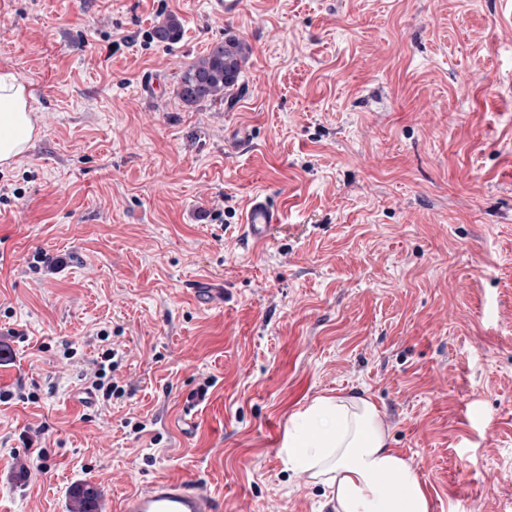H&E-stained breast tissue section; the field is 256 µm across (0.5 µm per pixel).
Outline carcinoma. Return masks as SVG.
Wrapping results in <instances>:
<instances>
[{"mask_svg": "<svg viewBox=\"0 0 512 512\" xmlns=\"http://www.w3.org/2000/svg\"><path fill=\"white\" fill-rule=\"evenodd\" d=\"M154 35L164 43L179 41L183 35L181 18L168 15L155 27ZM250 53V48L235 38L215 43L182 72L176 88L177 97L190 106L202 101L224 103V95L237 85ZM72 496L71 512H96L100 497L97 488L89 484L79 485L73 489Z\"/></svg>", "mask_w": 512, "mask_h": 512, "instance_id": "obj_1", "label": "carcinoma"}]
</instances>
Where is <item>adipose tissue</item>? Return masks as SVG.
Here are the masks:
<instances>
[{
	"mask_svg": "<svg viewBox=\"0 0 512 512\" xmlns=\"http://www.w3.org/2000/svg\"><path fill=\"white\" fill-rule=\"evenodd\" d=\"M37 136L26 86L0 76V166H12ZM282 452L308 474L334 512H431L417 474L391 448L380 409L365 395L320 396L289 420Z\"/></svg>",
	"mask_w": 512,
	"mask_h": 512,
	"instance_id": "adipose-tissue-1",
	"label": "adipose tissue"
}]
</instances>
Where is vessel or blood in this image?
<instances>
[{
	"instance_id": "obj_1",
	"label": "vessel or blood",
	"mask_w": 512,
	"mask_h": 512,
	"mask_svg": "<svg viewBox=\"0 0 512 512\" xmlns=\"http://www.w3.org/2000/svg\"><path fill=\"white\" fill-rule=\"evenodd\" d=\"M281 215L267 198L255 197L242 218L246 238L263 243ZM119 512H219L216 500L202 489L166 478L155 480L147 489L124 497Z\"/></svg>"
}]
</instances>
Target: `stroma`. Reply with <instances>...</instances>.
Masks as SVG:
<instances>
[{
  "label": "stroma",
  "mask_w": 512,
  "mask_h": 512,
  "mask_svg": "<svg viewBox=\"0 0 512 512\" xmlns=\"http://www.w3.org/2000/svg\"><path fill=\"white\" fill-rule=\"evenodd\" d=\"M500 2L0 0V74L38 130L0 170V512H69L84 483L118 512L159 478L221 512H332L280 448L315 397L358 392L431 512H512ZM169 14L181 41H152ZM229 36L238 87L183 104L180 71ZM258 194L283 212L261 246L239 232ZM106 346L108 400L87 392Z\"/></svg>",
  "instance_id": "obj_1"
}]
</instances>
